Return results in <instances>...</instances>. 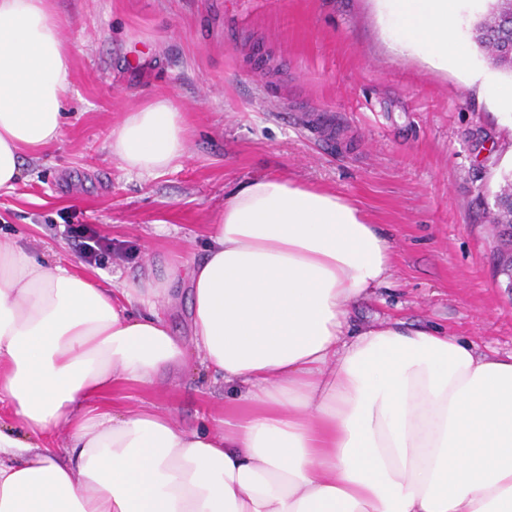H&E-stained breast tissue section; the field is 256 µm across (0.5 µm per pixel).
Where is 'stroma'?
<instances>
[{
	"instance_id": "obj_1",
	"label": "stroma",
	"mask_w": 512,
	"mask_h": 512,
	"mask_svg": "<svg viewBox=\"0 0 512 512\" xmlns=\"http://www.w3.org/2000/svg\"><path fill=\"white\" fill-rule=\"evenodd\" d=\"M52 5L73 94L60 142L28 154L0 190L1 236L108 288L159 257L200 260L225 196L278 175L354 202L391 238V275L351 308L352 326L400 318L512 353V289L486 213L512 173V112L487 88L512 75L481 51L464 71L396 54L376 0ZM161 91L187 117V156L158 176L128 172L111 131ZM69 222L111 239V255L86 263ZM115 400L152 402L192 427L222 410L224 387L192 361L160 390Z\"/></svg>"
}]
</instances>
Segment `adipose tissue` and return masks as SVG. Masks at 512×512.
Listing matches in <instances>:
<instances>
[{
    "label": "adipose tissue",
    "mask_w": 512,
    "mask_h": 512,
    "mask_svg": "<svg viewBox=\"0 0 512 512\" xmlns=\"http://www.w3.org/2000/svg\"><path fill=\"white\" fill-rule=\"evenodd\" d=\"M397 53L464 67L457 0H390ZM51 0H0V189L54 146L70 65ZM130 172L187 155L164 94L110 135ZM391 243L352 202L263 176L240 183L201 261L148 264L97 287L0 239V512H512V353L400 319L347 314L391 269ZM190 288L192 345L163 316ZM221 377L222 417L181 426L114 388L162 386L190 358ZM68 443L44 438L58 426Z\"/></svg>",
    "instance_id": "ef3b65f1"
}]
</instances>
